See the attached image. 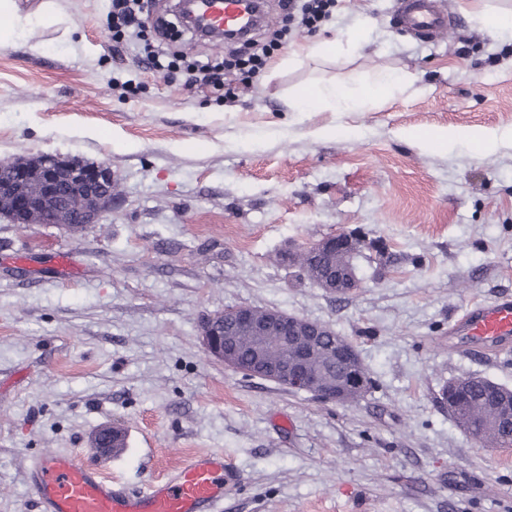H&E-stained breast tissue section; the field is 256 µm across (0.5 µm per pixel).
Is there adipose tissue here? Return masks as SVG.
<instances>
[{
	"instance_id": "ef3b65f1",
	"label": "adipose tissue",
	"mask_w": 512,
	"mask_h": 512,
	"mask_svg": "<svg viewBox=\"0 0 512 512\" xmlns=\"http://www.w3.org/2000/svg\"><path fill=\"white\" fill-rule=\"evenodd\" d=\"M52 10L53 0H42L36 11L27 14L21 13L17 0H0V44H9L21 37L27 28L49 22ZM395 84L396 79L392 74H381L355 98L340 85L327 87L309 83L296 90L289 107L294 112H320L331 101L337 111L352 112L359 109L363 102L387 97ZM415 139L422 146L436 151L446 150L453 144H462L476 156L491 152L498 146L495 134L480 129H439L432 135L416 134Z\"/></svg>"
}]
</instances>
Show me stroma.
Here are the masks:
<instances>
[{
  "mask_svg": "<svg viewBox=\"0 0 512 512\" xmlns=\"http://www.w3.org/2000/svg\"><path fill=\"white\" fill-rule=\"evenodd\" d=\"M440 2L457 24L426 39L396 0H335L312 30L269 0L256 38L285 35L222 100L140 68L141 43L112 40V0H57L59 23L0 46V162L103 163L118 194L82 227L0 217V512H39L28 460L65 450L130 490L223 453L239 474L224 512H512V448L475 443L439 402L466 376L512 389V353L448 348L469 305L512 296V31L481 29L477 0ZM381 73L399 86L359 111L288 108L305 82ZM432 128L511 139L475 157L407 136ZM355 229L384 250L348 296L283 259ZM235 305L330 326L373 388L338 405L214 360L200 323ZM102 426L126 431L120 453L94 452Z\"/></svg>",
  "mask_w": 512,
  "mask_h": 512,
  "instance_id": "1",
  "label": "stroma"
}]
</instances>
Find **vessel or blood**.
Segmentation results:
<instances>
[{
    "label": "vessel or blood",
    "mask_w": 512,
    "mask_h": 512,
    "mask_svg": "<svg viewBox=\"0 0 512 512\" xmlns=\"http://www.w3.org/2000/svg\"><path fill=\"white\" fill-rule=\"evenodd\" d=\"M246 2L207 0L208 41L223 44L228 31L244 27ZM397 18L419 36L434 37L450 26L439 0H399ZM448 345L460 355L512 350V299L471 304L452 324ZM27 478L42 512H222L225 488L236 475L226 469L223 454L197 453L145 490L130 492L77 455L56 452L32 457Z\"/></svg>",
    "instance_id": "obj_1"
}]
</instances>
